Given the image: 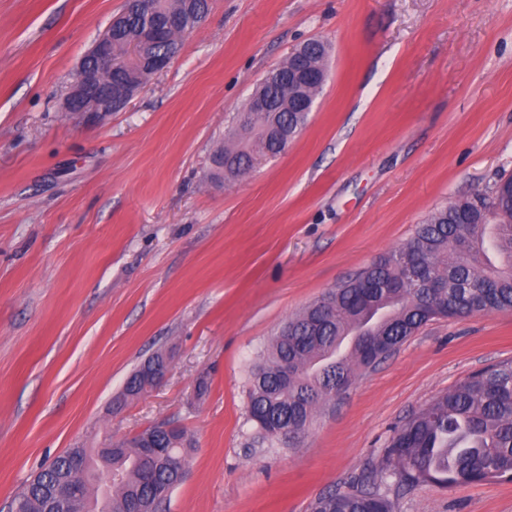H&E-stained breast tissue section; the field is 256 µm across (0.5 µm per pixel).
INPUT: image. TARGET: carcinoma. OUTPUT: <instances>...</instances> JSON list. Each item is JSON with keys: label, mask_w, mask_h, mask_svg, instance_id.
Returning a JSON list of instances; mask_svg holds the SVG:
<instances>
[{"label": "carcinoma", "mask_w": 512, "mask_h": 512, "mask_svg": "<svg viewBox=\"0 0 512 512\" xmlns=\"http://www.w3.org/2000/svg\"><path fill=\"white\" fill-rule=\"evenodd\" d=\"M209 0H152L159 20L191 12L205 16ZM112 57L121 62L143 33L142 15L125 5ZM312 66L325 67L324 44L309 41ZM299 89L261 81L255 94L279 101ZM306 124L296 112L249 116L237 125L232 146L212 156V176L230 181L247 175L254 154L277 156L288 134ZM512 311V175L431 212L402 246L380 256L355 276L290 317L272 336L262 361L249 373L248 421L256 437L296 435L320 404L370 367L359 337L402 343L439 317ZM148 392L142 369L129 376L119 399L126 404ZM194 442L180 426L149 427L112 453L83 448L87 471L73 474L69 452L41 469L15 497L21 512H40L50 488L71 481L74 501L64 512H160L184 475L171 465L188 462ZM380 474L400 486L432 482L453 487L512 477V361L484 368L413 412L385 448ZM382 482L366 478L319 498L314 512H393Z\"/></svg>", "instance_id": "obj_1"}]
</instances>
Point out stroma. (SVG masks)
<instances>
[{"label":"stroma","instance_id":"35a3bbf8","mask_svg":"<svg viewBox=\"0 0 512 512\" xmlns=\"http://www.w3.org/2000/svg\"><path fill=\"white\" fill-rule=\"evenodd\" d=\"M124 3L0 0V512L66 449L167 421L195 448L164 512H311L379 468L413 410L512 360V312L437 319L304 432L252 441L248 374L279 326L512 173V0H211L123 110L67 116ZM310 39L328 47V77L305 128L212 182L237 112ZM159 350L165 383L115 409ZM393 501L512 512V478Z\"/></svg>","mask_w":512,"mask_h":512}]
</instances>
